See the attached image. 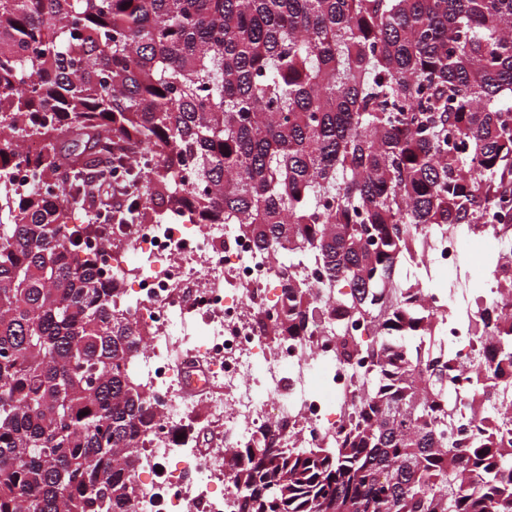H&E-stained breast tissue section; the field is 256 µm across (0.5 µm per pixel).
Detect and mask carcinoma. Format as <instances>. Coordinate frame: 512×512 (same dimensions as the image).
I'll return each instance as SVG.
<instances>
[{
	"mask_svg": "<svg viewBox=\"0 0 512 512\" xmlns=\"http://www.w3.org/2000/svg\"><path fill=\"white\" fill-rule=\"evenodd\" d=\"M510 23L512 0H0V512H132L146 340L86 255L110 232L71 223L101 164L241 225L286 288L276 333H308L316 286L377 332L341 341L374 382L336 447L225 460L239 512H512V440L448 447L453 365L398 277L512 187ZM159 215L134 198L118 223ZM496 340L506 383L512 313Z\"/></svg>",
	"mask_w": 512,
	"mask_h": 512,
	"instance_id": "carcinoma-1",
	"label": "carcinoma"
}]
</instances>
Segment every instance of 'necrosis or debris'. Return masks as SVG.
<instances>
[{
    "label": "necrosis or debris",
    "instance_id": "obj_1",
    "mask_svg": "<svg viewBox=\"0 0 512 512\" xmlns=\"http://www.w3.org/2000/svg\"><path fill=\"white\" fill-rule=\"evenodd\" d=\"M503 212L494 202L477 213V229L434 230L432 248L417 265L457 272L466 242L492 254L512 251ZM127 239L141 260L135 269L116 248ZM91 250L103 277L126 289L131 318L148 337L138 365L156 418L142 465L130 476L138 488L134 512H239L224 458L231 448L259 447L274 423L284 447L335 446L351 406L372 381L364 359L337 363L340 337L346 332L370 340L371 324L323 314L309 336L276 338L254 314L280 308L282 290L270 257L237 224H196L189 213H176L162 224L113 225L111 243L92 242ZM471 274L485 282L481 303L464 288L425 294L440 345L463 373L456 383L461 392L481 384L489 351L488 339L473 336L472 323L486 309L512 311L499 268L482 262ZM178 347L206 358L213 389L206 401L180 399ZM204 419L217 428V450L209 458L195 448Z\"/></svg>",
    "mask_w": 512,
    "mask_h": 512
}]
</instances>
